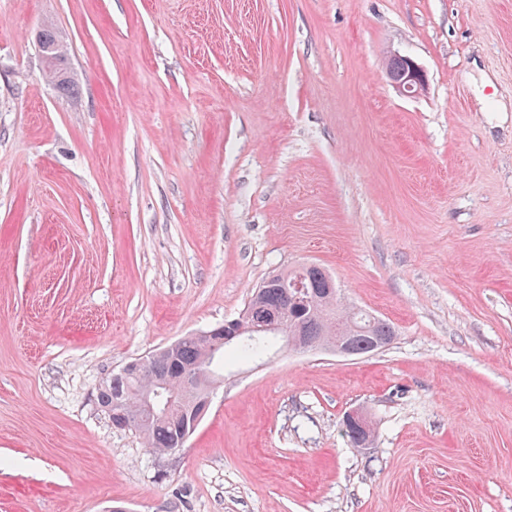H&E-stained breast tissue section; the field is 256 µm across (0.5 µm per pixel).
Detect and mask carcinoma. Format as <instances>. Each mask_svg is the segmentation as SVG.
I'll list each match as a JSON object with an SVG mask.
<instances>
[{
	"instance_id": "carcinoma-1",
	"label": "carcinoma",
	"mask_w": 512,
	"mask_h": 512,
	"mask_svg": "<svg viewBox=\"0 0 512 512\" xmlns=\"http://www.w3.org/2000/svg\"><path fill=\"white\" fill-rule=\"evenodd\" d=\"M46 72L60 94H71L75 78L68 57L46 66ZM285 276L290 279L298 276L302 278L307 290L304 302L297 304L289 300L284 289L278 286L276 279ZM283 310L288 312V327L301 325V335L319 344L336 335L337 328L353 323L350 345L357 355L378 351L389 345L395 336V329L390 323L378 318L371 320L363 313L340 306L336 302L334 281L316 265L301 266L269 276L261 287L255 289L238 321L259 326L270 314ZM277 345V340L271 336L238 337L216 349L212 370L216 372L224 367L229 353L240 359H254L265 355ZM206 353L207 348L200 340L194 336H185L178 340L174 353L159 351L150 355V368L143 375L134 376L122 371L112 374V378L98 390V404L105 411H113L119 403L126 415L131 416L138 411V394L141 391L162 389L165 385L167 389H163V393L166 394L170 389L179 388L181 381L177 369L197 366ZM185 428V417L171 414L145 420L134 431L142 436L150 452L165 456L174 448L184 447L187 436Z\"/></svg>"
}]
</instances>
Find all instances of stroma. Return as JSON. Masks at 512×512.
<instances>
[{"label":"stroma","instance_id":"stroma-1","mask_svg":"<svg viewBox=\"0 0 512 512\" xmlns=\"http://www.w3.org/2000/svg\"><path fill=\"white\" fill-rule=\"evenodd\" d=\"M302 264L393 342L225 368L163 458L112 426L103 380ZM115 505L512 512V0H0V512ZM47 76L56 90L61 94L68 96L74 90L75 78L71 70L67 51L63 59L57 63L45 67ZM392 59L402 65V71L399 77H394L389 70L387 75L402 95L412 96L425 91L427 75L414 59L399 54H393Z\"/></svg>","mask_w":512,"mask_h":512}]
</instances>
